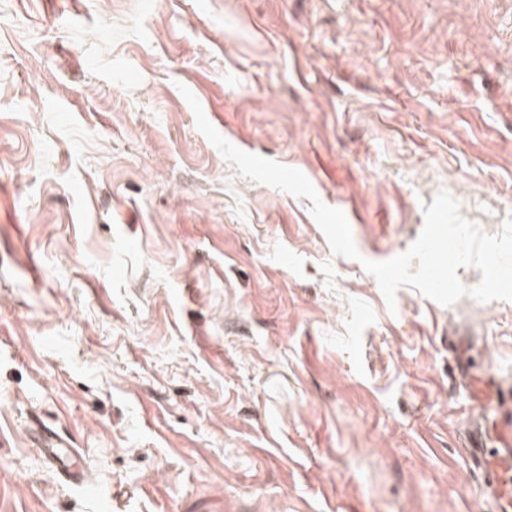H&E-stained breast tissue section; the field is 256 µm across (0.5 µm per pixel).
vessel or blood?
<instances>
[{"label": "vessel or blood", "instance_id": "b4317fda", "mask_svg": "<svg viewBox=\"0 0 512 512\" xmlns=\"http://www.w3.org/2000/svg\"><path fill=\"white\" fill-rule=\"evenodd\" d=\"M467 382L478 410L469 424V458L484 479L485 493L495 501L496 512H512V384L492 376L474 379L469 370L460 373ZM36 438L45 453L67 465V473L84 481L85 470L78 464L76 449L49 428H37Z\"/></svg>", "mask_w": 512, "mask_h": 512}]
</instances>
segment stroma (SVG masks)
Masks as SVG:
<instances>
[{"label":"stroma","instance_id":"1","mask_svg":"<svg viewBox=\"0 0 512 512\" xmlns=\"http://www.w3.org/2000/svg\"><path fill=\"white\" fill-rule=\"evenodd\" d=\"M184 86L364 258L512 217V0H0V512H494L448 339L512 380V302L389 311ZM35 431L36 438L39 444L44 447L45 453L58 458L63 464L67 465V473L70 478L83 482L86 475L84 468L77 463V457L79 456L77 450L70 448L66 440L52 429L42 428L38 425Z\"/></svg>","mask_w":512,"mask_h":512}]
</instances>
